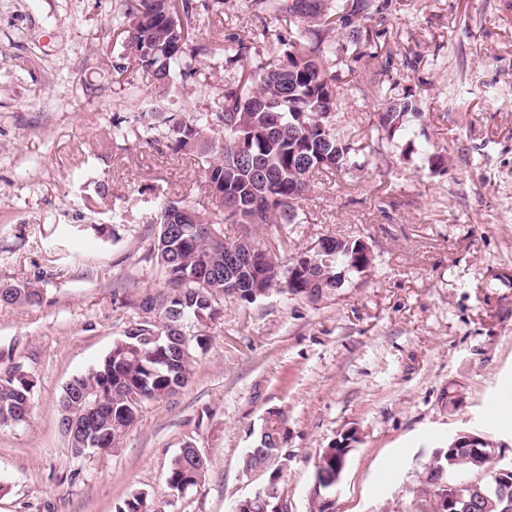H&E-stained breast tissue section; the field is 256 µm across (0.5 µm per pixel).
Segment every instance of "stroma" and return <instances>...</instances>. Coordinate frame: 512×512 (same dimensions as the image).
Segmentation results:
<instances>
[{"instance_id": "stroma-1", "label": "stroma", "mask_w": 512, "mask_h": 512, "mask_svg": "<svg viewBox=\"0 0 512 512\" xmlns=\"http://www.w3.org/2000/svg\"><path fill=\"white\" fill-rule=\"evenodd\" d=\"M207 52L187 81L163 87L136 65L114 70L123 0H0V283L38 282V305L0 304V357L35 379L26 422L0 427V512H118L145 493L159 512H232L265 476L241 458L264 416L288 421L280 481L291 512H309L322 449L352 438L333 512H393L425 484L436 449L469 432L512 458V424L490 406L512 400V0H374L342 20L336 45L340 124L361 168L319 175L295 224L217 225L315 253L328 236L363 241L361 273L312 302L285 293L225 298L206 328L188 385L148 403L114 448L72 455L59 429L65 385L96 364L165 277L150 257L156 197L211 202L197 162L144 138L112 139L145 104L213 112L234 87L226 51L246 45L265 66L306 37L292 0H189ZM419 111L387 137V97ZM448 152L446 171L431 154ZM83 224L114 231L105 242ZM208 461L185 493L166 484L185 444Z\"/></svg>"}]
</instances>
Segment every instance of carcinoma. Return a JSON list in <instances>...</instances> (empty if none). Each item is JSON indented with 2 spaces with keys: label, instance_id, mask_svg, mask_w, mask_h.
I'll use <instances>...</instances> for the list:
<instances>
[{
  "label": "carcinoma",
  "instance_id": "1",
  "mask_svg": "<svg viewBox=\"0 0 512 512\" xmlns=\"http://www.w3.org/2000/svg\"><path fill=\"white\" fill-rule=\"evenodd\" d=\"M311 24L312 40L288 41L283 56L255 70L244 49L230 62L240 69L238 84L227 90L213 115L195 112H139L133 129L112 125V138L132 131L163 144L172 154L200 160L208 196L219 195L215 221L206 222L186 200L164 197L157 202L152 223L159 225L152 257L163 271L169 289L141 301V316L129 324L110 350L88 372L73 378L63 390L59 415L79 425L89 421L100 448H112L135 423L151 400L176 395L190 381L205 339L187 330L208 326L220 317L219 299L234 296L248 303L273 291L312 299L341 286V271L360 273L372 263L360 240L332 238L323 254L302 252L284 263L273 248L252 247L251 261L238 269L236 283L224 279V263L237 240L217 236L213 224H296L299 202L323 172L349 173L351 144L337 128V92L329 73L336 46L321 35L320 24L336 14L335 0H295ZM187 0H129L121 58H133L153 79L174 85L194 74L192 60L205 50L193 43L182 15ZM418 108L408 98H395L378 114V126L388 136L402 127L407 114ZM184 209L192 215L185 224H172L169 212ZM42 290L33 282L0 283V304L36 305ZM15 367L0 369V426L26 421L34 404L35 384L14 376ZM268 445L249 448L242 458L247 471L262 470L267 483L279 479L276 459L283 448L287 422L275 412ZM336 451L325 448L314 477L320 495L310 499V512H324V500L336 489ZM457 472L478 470V458L466 448ZM207 461L188 444L172 459L166 483L179 492L199 484ZM471 497L470 512H505L512 485L497 492L488 481ZM119 512H155L147 495L133 492Z\"/></svg>",
  "mask_w": 512,
  "mask_h": 512
}]
</instances>
